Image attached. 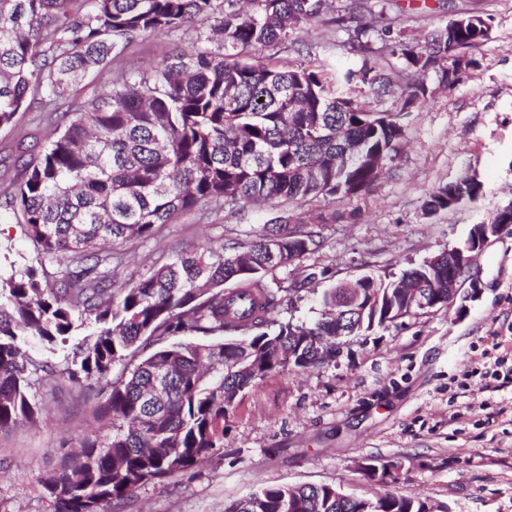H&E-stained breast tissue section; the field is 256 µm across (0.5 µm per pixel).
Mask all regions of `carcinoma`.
I'll list each match as a JSON object with an SVG mask.
<instances>
[{
	"mask_svg": "<svg viewBox=\"0 0 512 512\" xmlns=\"http://www.w3.org/2000/svg\"><path fill=\"white\" fill-rule=\"evenodd\" d=\"M395 0H0V130L20 112L38 110L56 124L22 180L0 191L33 242L38 264L0 274V429L30 420L36 403L31 370L54 366L28 354L34 339L51 348L88 330L64 374L94 387L95 411L112 423L100 441L41 481L51 512H112L132 491L163 485L224 454V415L245 388L288 362L328 365L318 337L393 325L396 288H362L374 300L332 283L335 272L308 268L304 280L331 286L319 296L314 322L280 321L290 287L268 278L299 265L319 233L302 214L276 217L231 252L209 244L183 250L115 286L126 266L124 246L156 237L175 219L226 205L270 200L331 208L320 224L345 221L332 204L367 191L389 173L408 132L414 102L457 75L463 49L490 38L477 15L431 30L424 44L392 36ZM347 28L358 68L276 67L261 52L296 30L330 23ZM193 28L196 40L145 71L117 69L104 89L70 99L90 74L112 67L139 37ZM397 57L421 75L402 88L395 110H367L360 84L379 93L400 84L401 71L378 59ZM483 184L461 176L423 204L433 216L448 202H475ZM57 263L50 274L45 260ZM220 336L214 345L190 341ZM154 350L139 359V344ZM138 360L112 379L117 364ZM224 512H426L410 495L385 491L374 500L336 493L334 485L269 486Z\"/></svg>",
	"mask_w": 512,
	"mask_h": 512,
	"instance_id": "cac0c4a2",
	"label": "carcinoma"
}]
</instances>
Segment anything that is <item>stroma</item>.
<instances>
[{"label": "stroma", "instance_id": "obj_1", "mask_svg": "<svg viewBox=\"0 0 512 512\" xmlns=\"http://www.w3.org/2000/svg\"><path fill=\"white\" fill-rule=\"evenodd\" d=\"M399 29L419 41L466 13L492 17L488 40L466 48L455 84L415 105L408 140L388 175L338 202L346 222L321 225L323 243L306 265L338 277L401 272L459 245L472 225L512 204V0H399ZM192 32L147 35L131 43L121 66L143 70ZM344 31L297 30L275 62L315 68L346 61ZM52 133L21 112L0 130V187L20 177L15 144ZM484 195L427 217L426 195L464 173ZM287 204L227 207L203 218L188 213L165 237L127 244L131 269L207 241L231 248L280 216ZM37 252L20 224L0 218V272L34 264ZM38 411L24 427L0 431V512H50L40 482L58 469L80 437L105 438L88 389L65 377L34 376ZM402 464L397 491L433 512H512V226L474 256L452 304L405 318L402 325L351 337L338 363L282 370L244 389L224 417V453L159 487L136 489L118 512H224L267 486L333 484L376 499L383 486L358 470L364 458Z\"/></svg>", "mask_w": 512, "mask_h": 512}]
</instances>
